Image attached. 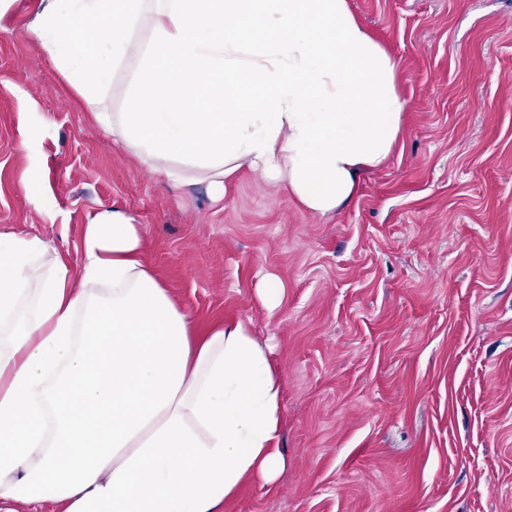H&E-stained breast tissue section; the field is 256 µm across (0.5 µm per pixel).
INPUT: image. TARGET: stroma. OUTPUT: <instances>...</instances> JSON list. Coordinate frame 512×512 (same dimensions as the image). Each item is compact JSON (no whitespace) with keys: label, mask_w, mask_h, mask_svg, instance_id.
<instances>
[{"label":"stroma","mask_w":512,"mask_h":512,"mask_svg":"<svg viewBox=\"0 0 512 512\" xmlns=\"http://www.w3.org/2000/svg\"><path fill=\"white\" fill-rule=\"evenodd\" d=\"M349 5L397 61L405 108L389 159L318 216L246 167L220 202L152 173L27 32L38 0H13L0 233L75 266L89 218L126 212L198 329L241 321L271 345L285 469L248 478L223 512H512V0Z\"/></svg>","instance_id":"1"}]
</instances>
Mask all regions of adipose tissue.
Listing matches in <instances>:
<instances>
[{"instance_id": "obj_1", "label": "adipose tissue", "mask_w": 512, "mask_h": 512, "mask_svg": "<svg viewBox=\"0 0 512 512\" xmlns=\"http://www.w3.org/2000/svg\"><path fill=\"white\" fill-rule=\"evenodd\" d=\"M28 30L103 133L218 200L246 166L335 213L401 132L397 64L348 0H39ZM126 64L132 106L106 111ZM142 246L118 210L90 219L75 268L0 234V512H222L281 475L270 348L242 322L195 335Z\"/></svg>"}]
</instances>
